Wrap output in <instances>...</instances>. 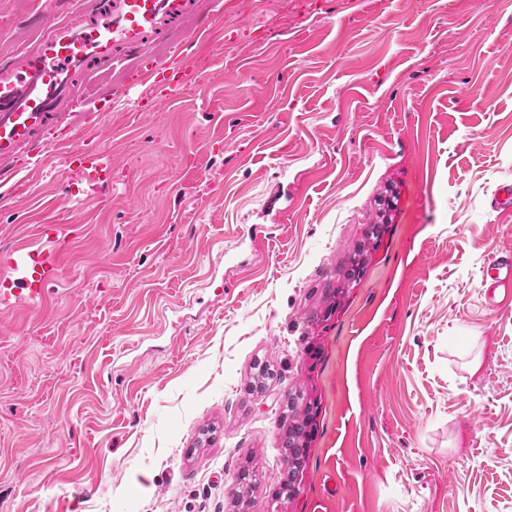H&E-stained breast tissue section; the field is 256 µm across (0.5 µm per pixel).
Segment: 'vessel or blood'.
I'll return each mask as SVG.
<instances>
[{"label":"vessel or blood","instance_id":"1","mask_svg":"<svg viewBox=\"0 0 512 512\" xmlns=\"http://www.w3.org/2000/svg\"><path fill=\"white\" fill-rule=\"evenodd\" d=\"M218 0H107L91 17L55 24L32 53L0 62V162L17 159L30 145H50L51 135L69 110L78 85L94 68L136 60L130 81L104 85L89 108L98 104L132 107V86H147L167 101L197 82L180 49L155 56L151 47L172 24L214 10ZM112 182V156L102 148H80L65 158V191ZM62 244L47 239L35 248L0 253V306L40 307L58 278Z\"/></svg>","mask_w":512,"mask_h":512}]
</instances>
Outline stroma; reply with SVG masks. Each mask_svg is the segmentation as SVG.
Masks as SVG:
<instances>
[{"label":"stroma","mask_w":512,"mask_h":512,"mask_svg":"<svg viewBox=\"0 0 512 512\" xmlns=\"http://www.w3.org/2000/svg\"><path fill=\"white\" fill-rule=\"evenodd\" d=\"M95 2L0 0V60ZM195 25L192 91L57 127L111 188L64 196L57 147L0 187V250L65 242L44 305L0 310V512H238L250 455L247 512H512V286L483 278L512 252V0ZM287 408L314 433L276 506ZM257 463L252 461H245L239 464L236 472V485L237 493L236 500L242 509L249 502L250 493L254 490L257 482L258 469Z\"/></svg>","instance_id":"obj_1"}]
</instances>
